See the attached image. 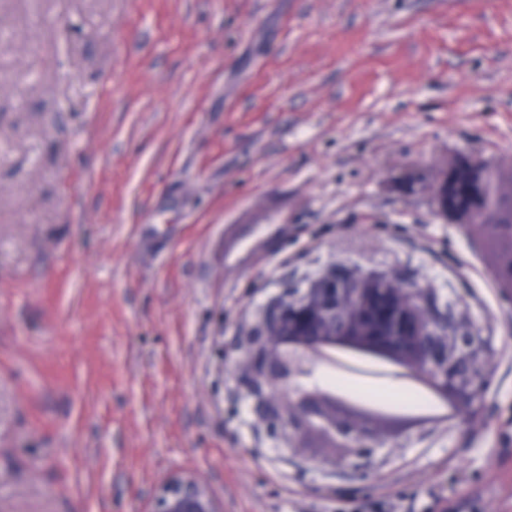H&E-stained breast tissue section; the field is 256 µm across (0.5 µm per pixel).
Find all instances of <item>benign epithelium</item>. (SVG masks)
Wrapping results in <instances>:
<instances>
[{"label":"benign epithelium","mask_w":512,"mask_h":512,"mask_svg":"<svg viewBox=\"0 0 512 512\" xmlns=\"http://www.w3.org/2000/svg\"><path fill=\"white\" fill-rule=\"evenodd\" d=\"M404 191L429 195L450 224L493 235L502 244L496 277L512 287V187L504 190L484 160L454 162L436 185L408 180ZM336 343L402 362L471 417L491 379L487 342L474 322L457 317L454 297L394 269L331 267L306 288L285 289L250 335L237 339L243 367L236 388L272 447L303 448L319 434L345 449L346 461L358 468L364 449L384 446L364 418L336 411L334 394L304 384L319 364L316 350ZM148 512H224V503L195 473L180 470L156 486Z\"/></svg>","instance_id":"benign-epithelium-1"}]
</instances>
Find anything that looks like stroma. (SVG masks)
<instances>
[{"label": "stroma", "instance_id": "obj_1", "mask_svg": "<svg viewBox=\"0 0 512 512\" xmlns=\"http://www.w3.org/2000/svg\"><path fill=\"white\" fill-rule=\"evenodd\" d=\"M458 153L512 166V0H0V512H145L182 469L224 512H512L496 253L396 188ZM332 264L458 295L493 365L363 478L235 392L236 337Z\"/></svg>", "mask_w": 512, "mask_h": 512}]
</instances>
